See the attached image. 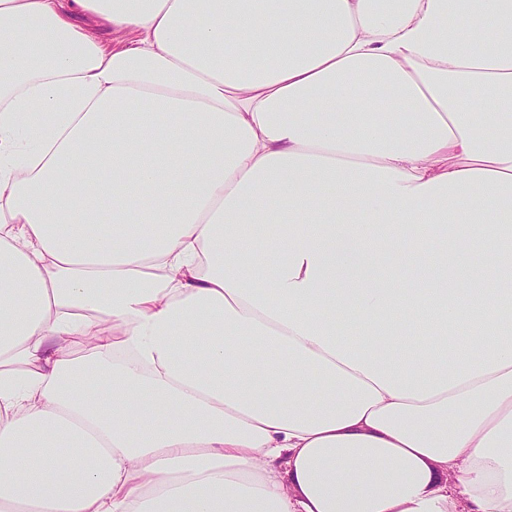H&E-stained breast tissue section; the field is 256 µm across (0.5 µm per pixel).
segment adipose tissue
<instances>
[{
    "label": "adipose tissue",
    "instance_id": "obj_1",
    "mask_svg": "<svg viewBox=\"0 0 512 512\" xmlns=\"http://www.w3.org/2000/svg\"><path fill=\"white\" fill-rule=\"evenodd\" d=\"M0 512H512V0H0Z\"/></svg>",
    "mask_w": 512,
    "mask_h": 512
}]
</instances>
